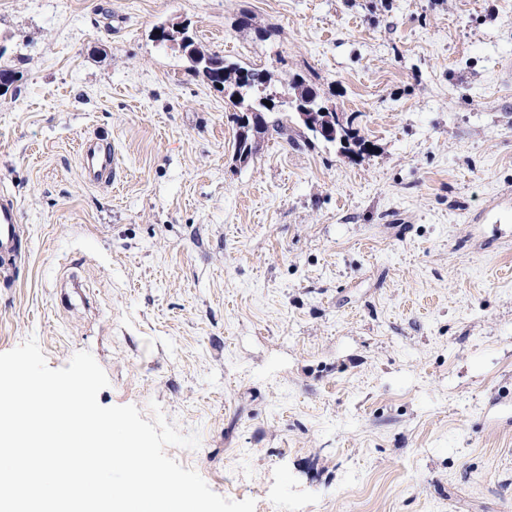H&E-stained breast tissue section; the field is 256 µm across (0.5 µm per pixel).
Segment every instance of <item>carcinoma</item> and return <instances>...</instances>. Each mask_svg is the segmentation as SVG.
Returning <instances> with one entry per match:
<instances>
[{
	"instance_id": "obj_1",
	"label": "carcinoma",
	"mask_w": 512,
	"mask_h": 512,
	"mask_svg": "<svg viewBox=\"0 0 512 512\" xmlns=\"http://www.w3.org/2000/svg\"><path fill=\"white\" fill-rule=\"evenodd\" d=\"M169 32L173 39L187 41L189 54L186 58L190 63L189 71L194 76L208 83L219 81L226 87L238 88V100L232 101L233 106L238 109L235 120H241L250 112H258L263 120L261 136L265 137L272 133L283 135L288 131V121L292 120V115L263 103L268 94L277 91L272 72L261 67H245L203 49L186 29L182 31L171 26ZM312 92V80L300 74L294 75L283 90V93L296 98H303Z\"/></svg>"
}]
</instances>
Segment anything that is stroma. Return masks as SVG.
Here are the masks:
<instances>
[{
  "instance_id": "stroma-1",
  "label": "stroma",
  "mask_w": 512,
  "mask_h": 512,
  "mask_svg": "<svg viewBox=\"0 0 512 512\" xmlns=\"http://www.w3.org/2000/svg\"><path fill=\"white\" fill-rule=\"evenodd\" d=\"M176 22L313 77L374 151L294 123L237 161ZM0 63V353L91 352L101 405L157 402L255 512H512V0H0ZM100 139H88L81 145L83 175L89 183H98L103 178L116 175L118 167L115 150L111 144L103 145ZM20 224L12 199L0 196V261H16L20 241Z\"/></svg>"
}]
</instances>
